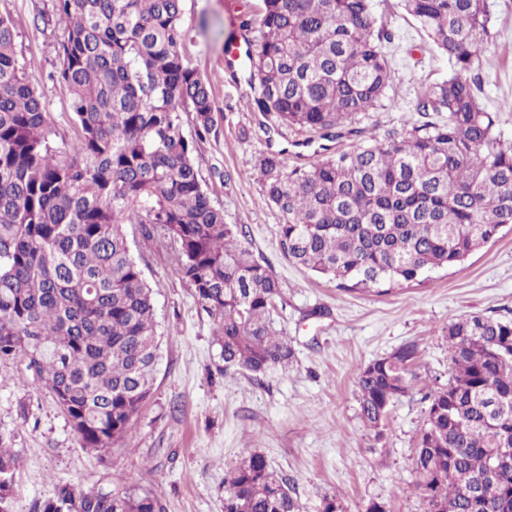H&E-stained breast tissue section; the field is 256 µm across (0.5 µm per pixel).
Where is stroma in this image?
I'll return each mask as SVG.
<instances>
[{"instance_id":"obj_1","label":"stroma","mask_w":512,"mask_h":512,"mask_svg":"<svg viewBox=\"0 0 512 512\" xmlns=\"http://www.w3.org/2000/svg\"><path fill=\"white\" fill-rule=\"evenodd\" d=\"M259 0H183L182 51L211 84L215 127L198 141L195 164L227 223L244 225L247 246L281 283L274 326L295 351L288 368L260 379L225 370L213 320L164 252L140 233L130 236L134 259L154 291L161 336L152 394L133 422L130 439L103 454L82 448L66 414L38 387L24 363L0 362V434L21 457L13 512H32L58 485L107 486L113 475L152 490L166 512H224V470L250 450L288 478L302 512H322L339 498L345 512L373 500L388 512H427L412 484V455L425 422L426 396L451 373L443 328L465 316L512 320V226L461 266L437 270L421 284L385 295L350 292L291 264L278 234V211L262 192L256 156L285 151L293 166L356 144L353 136L325 140L297 133L244 103L253 94L249 71L224 66V44ZM495 42L482 57V100L512 136V0H489ZM0 16L15 26L19 59L35 76L52 112L56 137H75L67 120L69 93L55 76L64 28L52 0H0ZM380 23L394 38L386 47L393 82L386 107L362 112L355 128L380 140L417 120L422 84L451 72L402 0H380ZM415 346L417 380L391 409L382 434L361 419L355 378L372 360Z\"/></svg>"}]
</instances>
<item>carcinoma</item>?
<instances>
[{"mask_svg":"<svg viewBox=\"0 0 512 512\" xmlns=\"http://www.w3.org/2000/svg\"><path fill=\"white\" fill-rule=\"evenodd\" d=\"M453 74L421 86L420 119L305 167L255 159L280 244L336 287L387 292L461 264L512 224V138L471 71L494 39L488 0H404ZM65 21L56 75L75 139L52 145L50 113L15 27L0 17V361L26 363L82 448L132 434L150 397L159 340L153 289L127 227L171 251L214 317L224 368L258 378L294 358L273 326L281 286L214 205L194 162L215 119L209 82L184 58L183 0H54ZM246 108L298 132L338 129L384 106L392 33L376 0H261ZM452 372L431 396L413 469L428 512H473L494 448L512 450V321L478 315L445 333ZM411 345L360 369L363 421L381 433L412 387ZM18 454L0 436V512H12ZM512 512V464L494 476ZM224 512H301L286 479L252 451L224 475ZM34 512H163L116 474L59 486Z\"/></svg>","mask_w":512,"mask_h":512,"instance_id":"obj_1","label":"carcinoma"}]
</instances>
